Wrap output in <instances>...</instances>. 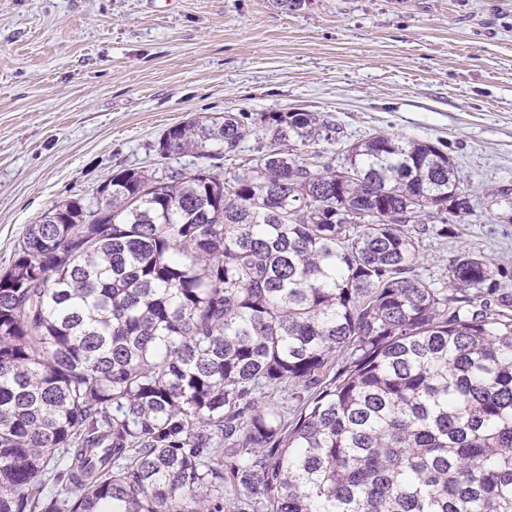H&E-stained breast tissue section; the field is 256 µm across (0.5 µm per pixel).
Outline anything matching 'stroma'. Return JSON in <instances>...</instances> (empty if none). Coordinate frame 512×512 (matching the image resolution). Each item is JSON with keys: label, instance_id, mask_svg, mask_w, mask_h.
I'll return each mask as SVG.
<instances>
[{"label": "stroma", "instance_id": "stroma-1", "mask_svg": "<svg viewBox=\"0 0 512 512\" xmlns=\"http://www.w3.org/2000/svg\"><path fill=\"white\" fill-rule=\"evenodd\" d=\"M328 116L447 146L473 204L423 242L424 277L460 250L512 267V0H0V272L55 203L150 170L169 127L210 113Z\"/></svg>", "mask_w": 512, "mask_h": 512}]
</instances>
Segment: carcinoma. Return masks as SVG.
Returning <instances> with one entry per match:
<instances>
[{
  "label": "carcinoma",
  "instance_id": "carcinoma-1",
  "mask_svg": "<svg viewBox=\"0 0 512 512\" xmlns=\"http://www.w3.org/2000/svg\"><path fill=\"white\" fill-rule=\"evenodd\" d=\"M213 113L0 274V512H512V271L431 142ZM256 147L246 156L245 143ZM238 165L224 177V163ZM512 223V188L488 192ZM288 391L289 406L274 400Z\"/></svg>",
  "mask_w": 512,
  "mask_h": 512
}]
</instances>
